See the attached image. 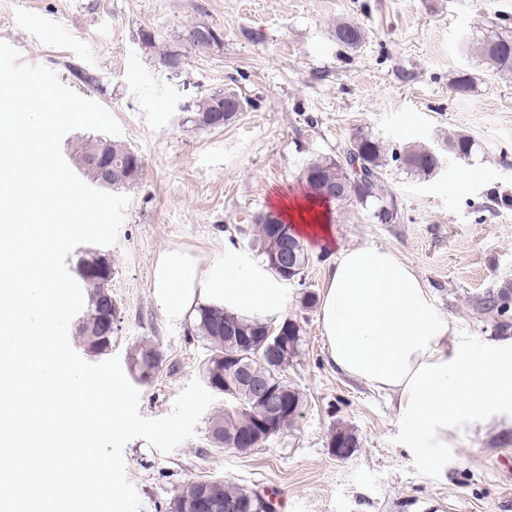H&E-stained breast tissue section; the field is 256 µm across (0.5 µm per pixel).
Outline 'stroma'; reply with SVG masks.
<instances>
[{
  "label": "stroma",
  "mask_w": 512,
  "mask_h": 512,
  "mask_svg": "<svg viewBox=\"0 0 512 512\" xmlns=\"http://www.w3.org/2000/svg\"><path fill=\"white\" fill-rule=\"evenodd\" d=\"M340 21L362 31L358 47L337 41ZM201 23L223 34L205 54L180 40ZM506 25L512 0H0V40L106 107L120 142L145 162L116 243L97 248L112 265V353L140 392L144 418L170 414L210 354L194 319L169 321L153 302L160 252L179 245L211 260L230 245L253 254L254 216L277 194L299 193L306 163L341 157L357 135L391 153L417 144L439 159L426 177L388 161L394 222L335 202L330 239L305 241L304 277L285 283L287 305L269 317L303 330L284 372L305 399L297 423L247 453L212 447L219 394L194 437L172 452L129 441L126 477L141 512H166L198 478L276 491L277 512H512V419L466 430L430 464L406 448L386 396L329 364L317 310L303 304L320 293L341 247H386L421 275L459 335L478 343L512 336V309L476 311L486 292L512 288V76H493L470 47ZM145 31L178 51V72L144 47ZM463 70L475 79L465 96L453 88ZM228 89L246 103L234 122L216 130L188 122L185 105ZM457 134L475 141L471 158L448 152ZM145 344L161 362L143 381L135 356ZM337 426L359 438L343 460L328 448Z\"/></svg>",
  "instance_id": "obj_1"
}]
</instances>
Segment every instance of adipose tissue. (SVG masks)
<instances>
[{"label":"adipose tissue","mask_w":512,"mask_h":512,"mask_svg":"<svg viewBox=\"0 0 512 512\" xmlns=\"http://www.w3.org/2000/svg\"><path fill=\"white\" fill-rule=\"evenodd\" d=\"M275 206L297 232L329 237L327 214L311 197L282 194ZM152 288L156 307L174 321L203 306L263 318L287 302L276 276L231 247L215 261L168 248L154 264ZM318 323L329 363L388 395L406 446L428 461L447 453L450 434L512 417V336L479 348L456 336L422 278L391 249L340 248L320 293Z\"/></svg>","instance_id":"ef3b65f1"}]
</instances>
